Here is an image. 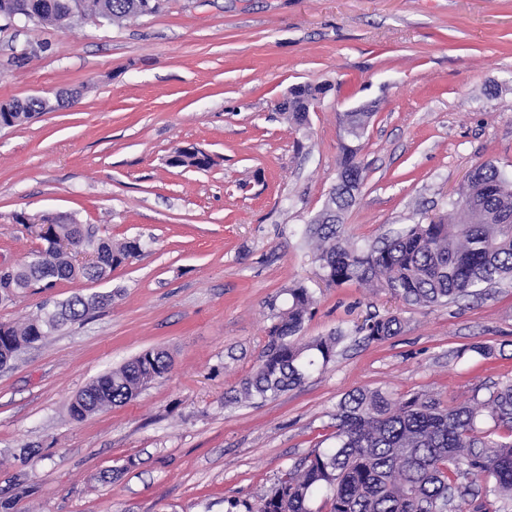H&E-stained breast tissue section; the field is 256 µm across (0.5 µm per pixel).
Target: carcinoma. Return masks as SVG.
<instances>
[{
  "label": "carcinoma",
  "mask_w": 512,
  "mask_h": 512,
  "mask_svg": "<svg viewBox=\"0 0 512 512\" xmlns=\"http://www.w3.org/2000/svg\"><path fill=\"white\" fill-rule=\"evenodd\" d=\"M159 0H0V19L37 21L66 29L93 16L120 23L148 15ZM319 90L293 88L288 105L279 107L295 123L306 120ZM52 110L49 101L30 97L0 104V126L23 124L35 112ZM370 113L346 112L347 136L362 138ZM359 147L343 145L339 174L343 188H332L323 212L309 230L326 278L338 285L384 284L403 301L418 306L446 304L478 295L480 289L512 279V178L490 163L478 165L449 202L447 223L409 224L382 245L362 250L344 236L340 218L353 203L362 172ZM173 168L206 170L212 158L194 146L176 150ZM45 247L13 268L0 283L17 296L35 287L52 288L63 280L105 279L112 269L142 252L135 240L114 244L91 225L54 215L39 217ZM81 253L95 256L83 262ZM288 308L271 327L257 370L233 388L228 402L274 398L332 361L343 338L338 330L305 342L299 335L315 299L309 289L288 290ZM112 301L88 302L75 296L51 310L44 307L21 326L0 324V365L22 348L82 320ZM396 316L370 319L366 339L396 335ZM170 358L163 350L143 351L98 377L71 402L70 414L83 420L108 406L135 398L163 377ZM335 444L317 448L279 476L261 503L228 501L227 512H314L321 497L328 512H512V381L494 386L487 397L447 406L427 392L395 398L381 389H357L337 406Z\"/></svg>",
  "instance_id": "obj_1"
}]
</instances>
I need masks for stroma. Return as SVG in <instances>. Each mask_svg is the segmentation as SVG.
Instances as JSON below:
<instances>
[{"label":"stroma","mask_w":512,"mask_h":512,"mask_svg":"<svg viewBox=\"0 0 512 512\" xmlns=\"http://www.w3.org/2000/svg\"><path fill=\"white\" fill-rule=\"evenodd\" d=\"M296 85L325 89L300 125L276 108ZM70 90L75 105L0 128V266L41 245L21 213H61L142 253L107 280L0 302V323L20 324L46 303L112 297L0 368L9 512H226L330 446L355 389L456 405L512 379V280L409 305L379 285L327 282L305 234L353 109L371 114L343 216L359 247L446 214L480 163L512 175V0H161L120 26L0 28V103ZM190 143L209 169L168 166ZM298 284L315 297L303 336L345 334L334 359L277 398L227 403ZM390 315L399 334L367 340L364 320ZM152 348L168 352V373L71 417L87 385ZM28 446L41 454L21 461Z\"/></svg>","instance_id":"1"}]
</instances>
